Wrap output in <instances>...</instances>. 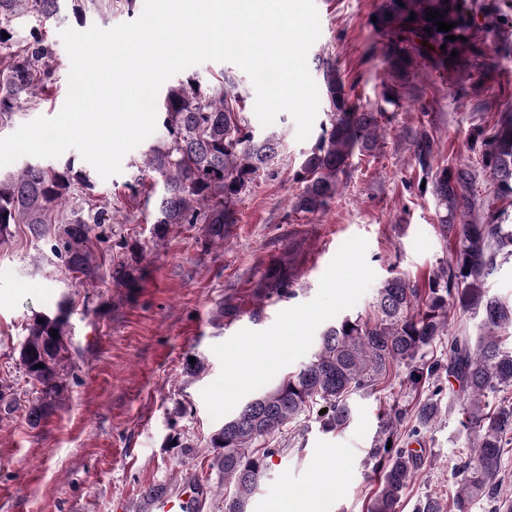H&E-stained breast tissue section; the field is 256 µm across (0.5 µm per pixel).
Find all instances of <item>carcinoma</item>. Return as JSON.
<instances>
[{
  "mask_svg": "<svg viewBox=\"0 0 512 512\" xmlns=\"http://www.w3.org/2000/svg\"><path fill=\"white\" fill-rule=\"evenodd\" d=\"M60 0H0V127L52 83L53 51L43 29L59 11ZM36 13L39 25L22 44L14 40L13 21L23 12ZM453 22L438 30L427 12ZM415 16H410V13ZM373 27L385 37L383 56L388 81L382 99L398 104V87L428 69L454 74L486 65V35L497 37V51L512 53V38L503 26L512 22V0H383ZM454 35L450 41L446 36ZM465 40H460V37ZM458 56H451L452 51ZM324 92L330 126L305 157L295 179L301 184L292 202L298 213L326 211L340 188L354 152L372 156L381 136L385 113L351 104L336 68L325 62ZM233 80L223 74L216 87L201 89L193 79L167 88L156 106L167 138L150 146L144 171L159 177L163 192L154 203L153 237L166 238L174 224H202L205 235L224 241V225L233 223L234 205L259 172L277 158L281 139L274 132L260 136L242 116V97L232 93ZM482 166L489 170L495 200L512 207V111L493 112L478 132ZM416 164L430 179L438 207L437 232L457 245L454 258L436 267L423 285L405 275L386 278L377 289L375 317L342 318L323 329L318 349L299 370L287 373L246 403L209 438L212 467L233 492L224 496V512H247L250 499L281 452L268 439L292 423L312 419L330 433L350 423V396L370 395L388 387L393 370L403 367L414 397L410 404L391 406L379 421L367 461L378 489L368 512H397L409 483L422 469L423 457L403 445L397 424L410 418L407 439L419 442L425 433L454 410L456 395L467 397L460 430L469 440V457L458 470L461 487L449 512H472L485 498L491 512H512V501L497 495L504 449L512 445V351L502 347L503 329L512 327V306L486 295L485 280L497 269L498 258L512 256V225L499 222L502 213L486 206L469 165L435 164L434 138L422 127L413 141ZM92 189L89 176L69 160L62 166L29 164L0 177V243L15 224L26 225L32 237L45 241L65 269L93 283L101 263L91 247L103 241L101 228L111 223L104 207L72 208L56 220L59 209L78 193ZM127 252L110 268L112 281L137 287L142 268L138 242L123 239ZM294 268L286 259L266 266L259 300L292 294ZM482 314L484 334L449 332L451 309ZM57 330V336L50 335ZM70 311L67 301L54 313L34 315L18 348L20 368L37 386L28 401L26 420L39 426L66 384L63 362L68 353ZM453 379L458 389H447ZM448 409H442L443 394ZM327 409L323 415L322 409Z\"/></svg>",
  "mask_w": 512,
  "mask_h": 512,
  "instance_id": "obj_1",
  "label": "carcinoma"
}]
</instances>
